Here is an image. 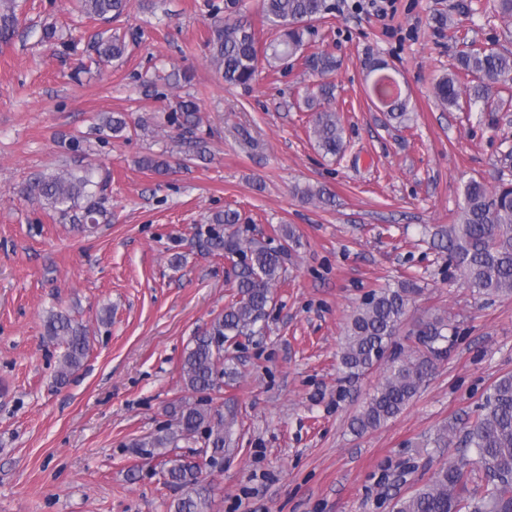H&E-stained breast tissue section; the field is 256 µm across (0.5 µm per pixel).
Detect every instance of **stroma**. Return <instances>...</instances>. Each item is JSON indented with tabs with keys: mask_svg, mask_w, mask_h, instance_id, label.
Returning a JSON list of instances; mask_svg holds the SVG:
<instances>
[{
	"mask_svg": "<svg viewBox=\"0 0 512 512\" xmlns=\"http://www.w3.org/2000/svg\"><path fill=\"white\" fill-rule=\"evenodd\" d=\"M207 2L129 0L104 23L74 0H16L18 29L0 44V512H169L177 490L135 447L190 399L186 349L234 298L229 264L204 237L227 208L257 237L292 225L300 244L261 333L227 350L235 375L210 393L230 435L211 512H232L243 495L265 512H391L396 497L461 458L456 445L430 439L473 416L512 373V298L480 297L449 278L448 256L433 244L455 222L466 182H512V88L492 89L503 107L483 114L433 95L465 45L512 50V24L492 0H470L468 14L463 0H397L383 20L331 0L304 52L334 55L335 72L318 76L298 58L241 86L207 60ZM439 15L447 26L435 24ZM48 24L52 44L40 40ZM107 29L125 34L128 56L72 80L79 54ZM73 35L76 53L59 55ZM372 58L409 95L408 127L370 97ZM324 80L344 129L334 157L319 152L303 105ZM187 95L198 123L168 124ZM113 112L127 129L100 136ZM72 136L79 152L68 148ZM195 139L206 142L205 159L173 175L140 165L147 155L184 157ZM78 155L108 180L107 216L86 232L20 193ZM307 185L329 189L335 205L301 199ZM408 279L421 288L410 316L448 318L457 335L413 401L359 435L351 421L383 372H343L345 328L367 294ZM53 310L89 331L84 365L64 384L55 377L62 349L45 327Z\"/></svg>",
	"mask_w": 512,
	"mask_h": 512,
	"instance_id": "1",
	"label": "stroma"
}]
</instances>
